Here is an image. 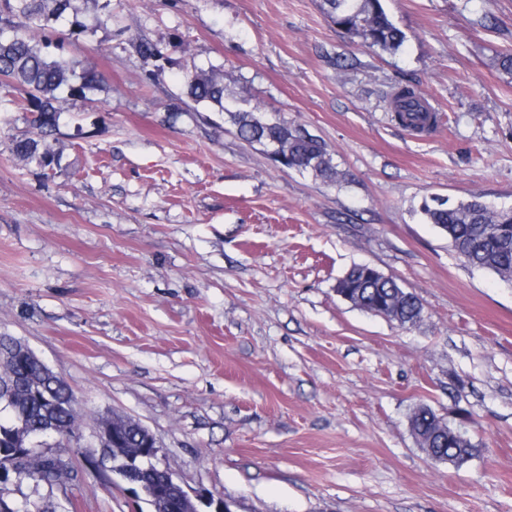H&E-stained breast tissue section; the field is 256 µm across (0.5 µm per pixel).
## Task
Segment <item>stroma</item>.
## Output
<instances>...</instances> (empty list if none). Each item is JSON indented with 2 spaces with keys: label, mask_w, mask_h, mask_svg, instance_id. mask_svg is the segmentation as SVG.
<instances>
[{
  "label": "stroma",
  "mask_w": 512,
  "mask_h": 512,
  "mask_svg": "<svg viewBox=\"0 0 512 512\" xmlns=\"http://www.w3.org/2000/svg\"><path fill=\"white\" fill-rule=\"evenodd\" d=\"M73 0L49 34L85 62L91 100L60 94L43 172L0 86V334L25 342L79 402L56 512H149L89 471L96 419L146 426L161 464L232 512H512V284L467 265L421 202L512 207V0H384L407 35L372 52L322 0ZM143 35L168 62L141 58ZM323 140L335 184L273 162L228 113L180 95L191 64ZM413 85L421 135L384 100ZM358 264L422 305L412 325L355 308ZM429 407L477 445L433 461L410 429Z\"/></svg>",
  "instance_id": "stroma-1"
}]
</instances>
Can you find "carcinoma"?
Here are the masks:
<instances>
[{
	"mask_svg": "<svg viewBox=\"0 0 512 512\" xmlns=\"http://www.w3.org/2000/svg\"><path fill=\"white\" fill-rule=\"evenodd\" d=\"M72 0H0V80L28 89V98L19 103L30 113L34 135L15 140L14 152L28 164L43 170L60 166L61 157L49 140L58 125L59 115L54 106L58 92L86 99L98 85L95 72L81 62L56 57L49 52L52 44L45 30L52 20L57 21L71 8ZM324 10L336 26L359 38L370 50L395 53L405 41L406 34L396 26L383 5V0H323ZM138 52L145 58L165 60L167 56L156 43L141 38ZM181 94L197 105L226 110L224 74L212 64L208 67L185 69L180 80ZM393 112L399 121L410 126L424 125L430 112L420 108L422 98L409 86H394L390 92ZM238 135L251 142L256 136L274 134L273 122L280 116L266 120L254 116L251 110L231 114ZM287 167L298 171H313L326 183L336 182V166L332 164L326 146L321 141L303 136L288 139ZM427 223L436 225L448 236L451 246L464 261L477 268L492 270L507 281H512V207H494L479 200L453 205L427 202L421 205ZM342 286L361 309L382 315L401 325L415 322L421 306L410 293L398 294L396 281H380L368 265L352 267L342 280ZM51 400L41 403L35 399L22 403H4L0 410V431L11 432L24 427L29 432L39 429L47 419L54 420L58 436L71 434L78 423L77 408L52 405L56 399L76 401L63 380L49 386ZM413 428L427 434L436 429V416L429 408L417 410L411 417ZM475 451L470 441L444 440L443 447L430 449L429 455L438 462L453 458L465 461ZM59 460L41 459L40 465L22 472L18 480H29L40 485L47 472L56 468Z\"/></svg>",
	"mask_w": 512,
	"mask_h": 512,
	"instance_id": "cac0c4a2",
	"label": "carcinoma"
}]
</instances>
